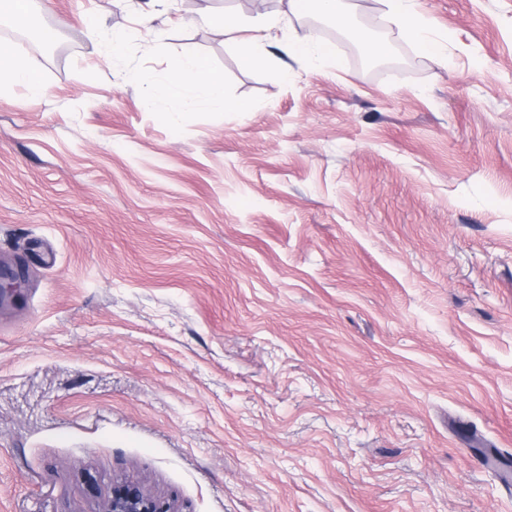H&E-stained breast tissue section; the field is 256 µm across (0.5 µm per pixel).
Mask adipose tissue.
I'll return each instance as SVG.
<instances>
[{"label": "adipose tissue", "mask_w": 512, "mask_h": 512, "mask_svg": "<svg viewBox=\"0 0 512 512\" xmlns=\"http://www.w3.org/2000/svg\"><path fill=\"white\" fill-rule=\"evenodd\" d=\"M392 21L426 55L447 58L448 47L444 39L433 35L430 22L423 17L416 0H381ZM288 15L256 12L243 16L232 11L204 15L205 23L223 30L235 41L240 64L253 69L265 63V42L272 40L274 31L285 29L289 16H304L312 12L326 16L339 26L348 28L363 53L379 60L389 56L387 42L374 38L367 30L351 26L353 10L349 0H289ZM25 87L35 96L42 95L43 86L33 64L23 56L5 51L0 53V89ZM158 99L171 105L173 111L188 112L205 104L224 108L228 112L252 111L251 103L230 98L224 88V77L198 55L185 54L178 67L158 88Z\"/></svg>", "instance_id": "1"}]
</instances>
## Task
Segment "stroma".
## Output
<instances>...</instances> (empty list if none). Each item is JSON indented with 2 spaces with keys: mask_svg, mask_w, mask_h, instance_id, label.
Here are the masks:
<instances>
[{
  "mask_svg": "<svg viewBox=\"0 0 512 512\" xmlns=\"http://www.w3.org/2000/svg\"><path fill=\"white\" fill-rule=\"evenodd\" d=\"M145 2L0 39L44 84L0 91V512H102L120 477L186 512H512L479 461L512 453V0H418L444 60L357 0L389 58L256 69L189 18L260 0L159 33ZM187 53L252 111L148 106Z\"/></svg>",
  "mask_w": 512,
  "mask_h": 512,
  "instance_id": "obj_1",
  "label": "stroma"
}]
</instances>
